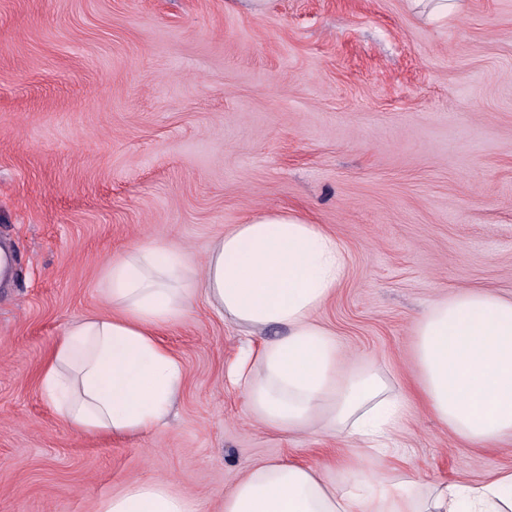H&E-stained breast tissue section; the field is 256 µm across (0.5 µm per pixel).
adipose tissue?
Listing matches in <instances>:
<instances>
[{
    "mask_svg": "<svg viewBox=\"0 0 512 512\" xmlns=\"http://www.w3.org/2000/svg\"><path fill=\"white\" fill-rule=\"evenodd\" d=\"M346 275L321 225L281 209L225 232L202 267L161 241L140 242L108 266V315L68 329L40 385L60 419L83 434L141 435L166 424L183 380L157 338L197 297L225 321L261 336L226 368L248 412L268 429L340 436L358 454L322 465L267 461L224 495L222 512H512V469L483 482L424 483L391 464L406 414L377 360L345 361L316 319ZM420 393L461 441L495 447L512 437V298L464 291L434 301L414 326ZM102 512H196L165 483H134Z\"/></svg>",
    "mask_w": 512,
    "mask_h": 512,
    "instance_id": "ef3b65f1",
    "label": "adipose tissue"
}]
</instances>
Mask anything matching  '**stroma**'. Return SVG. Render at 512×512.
Listing matches in <instances>:
<instances>
[{
  "label": "stroma",
  "mask_w": 512,
  "mask_h": 512,
  "mask_svg": "<svg viewBox=\"0 0 512 512\" xmlns=\"http://www.w3.org/2000/svg\"><path fill=\"white\" fill-rule=\"evenodd\" d=\"M323 225L346 276L318 320L407 395L394 451L423 481L512 468L412 396L416 319L464 290L512 296V0H0V512H99L167 482L197 512L254 464L353 442L254 421L224 370L246 338L197 300L160 331L183 365L165 427L79 433L39 378L108 265L150 239L203 264L252 215Z\"/></svg>",
  "instance_id": "35a3bbf8"
}]
</instances>
